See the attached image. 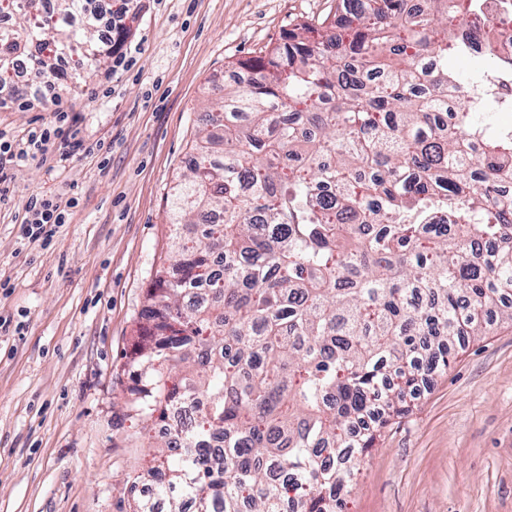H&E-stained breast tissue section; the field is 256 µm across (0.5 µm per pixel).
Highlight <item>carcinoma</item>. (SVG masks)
I'll return each instance as SVG.
<instances>
[{
    "label": "carcinoma",
    "instance_id": "obj_1",
    "mask_svg": "<svg viewBox=\"0 0 512 512\" xmlns=\"http://www.w3.org/2000/svg\"><path fill=\"white\" fill-rule=\"evenodd\" d=\"M8 2L26 36L0 31V71L28 56L40 79L94 38ZM508 29L512 0H336L231 66L250 82L205 115L168 201L179 273L159 270L124 364L155 462L130 512H347L384 429L492 309L512 324V130L488 123L512 99L487 81L512 82Z\"/></svg>",
    "mask_w": 512,
    "mask_h": 512
}]
</instances>
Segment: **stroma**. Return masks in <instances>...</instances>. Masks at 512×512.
<instances>
[{
  "instance_id": "stroma-1",
  "label": "stroma",
  "mask_w": 512,
  "mask_h": 512,
  "mask_svg": "<svg viewBox=\"0 0 512 512\" xmlns=\"http://www.w3.org/2000/svg\"><path fill=\"white\" fill-rule=\"evenodd\" d=\"M336 0H131L128 68L70 99L88 153L24 163L0 206V512H128L149 454L123 365L162 263L166 198L231 65L276 46ZM34 85L0 84V135L52 118ZM29 100L27 109L7 99ZM68 201L49 249L24 246L26 199ZM348 512H512V324L496 321L363 458Z\"/></svg>"
}]
</instances>
